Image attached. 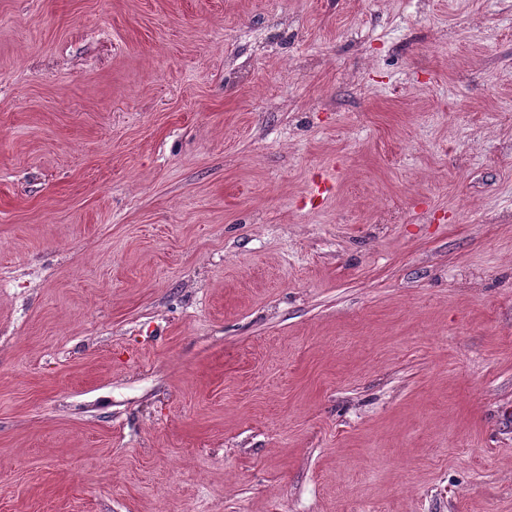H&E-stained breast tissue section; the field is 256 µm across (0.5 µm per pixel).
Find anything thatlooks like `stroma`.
<instances>
[{"instance_id": "stroma-1", "label": "stroma", "mask_w": 512, "mask_h": 512, "mask_svg": "<svg viewBox=\"0 0 512 512\" xmlns=\"http://www.w3.org/2000/svg\"><path fill=\"white\" fill-rule=\"evenodd\" d=\"M0 512H512V0H0Z\"/></svg>"}]
</instances>
